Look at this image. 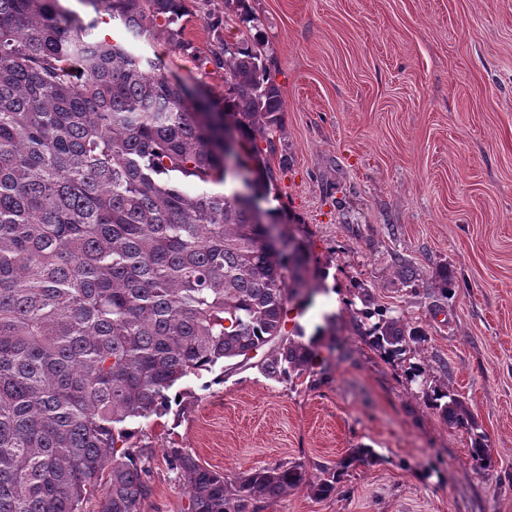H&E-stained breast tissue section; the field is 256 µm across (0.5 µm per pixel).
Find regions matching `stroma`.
<instances>
[{
  "instance_id": "stroma-1",
  "label": "stroma",
  "mask_w": 512,
  "mask_h": 512,
  "mask_svg": "<svg viewBox=\"0 0 512 512\" xmlns=\"http://www.w3.org/2000/svg\"><path fill=\"white\" fill-rule=\"evenodd\" d=\"M249 4L284 102L263 206L293 218L308 267L325 276L295 318L325 364L295 387L247 366L220 383L206 373L189 381L184 417L139 421L142 512H183L172 448L228 474L295 462L313 477L370 450L329 496L301 486L260 512H512V0ZM190 9L179 41L160 31L136 46L219 102L224 73L209 57L239 27L224 0ZM402 262L417 268L415 287L398 278ZM360 283L375 308L423 330L402 358L366 336ZM434 386L484 432L482 465L429 408Z\"/></svg>"
}]
</instances>
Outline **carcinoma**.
Returning a JSON list of instances; mask_svg holds the SVG:
<instances>
[{"instance_id": "cac0c4a2", "label": "carcinoma", "mask_w": 512, "mask_h": 512, "mask_svg": "<svg viewBox=\"0 0 512 512\" xmlns=\"http://www.w3.org/2000/svg\"><path fill=\"white\" fill-rule=\"evenodd\" d=\"M88 21L59 0H0V512H84L97 480L100 512H141L150 493L146 449L130 425L170 413L192 377L248 365L294 384L313 375L315 342L287 331L306 282L278 243L268 186L188 193L186 178L226 184L224 124L237 132L242 166L268 173L257 139L274 149L281 93L264 44L245 36L211 51L224 69V111L157 68L133 41L189 12V0H82ZM238 22L248 0H225ZM108 16L130 42L92 35ZM357 297L372 343L391 358L419 329ZM430 406L472 433L470 456L488 457L465 407L448 388ZM170 469L187 512H258L306 485L334 490L301 465L229 476L184 448Z\"/></svg>"}]
</instances>
